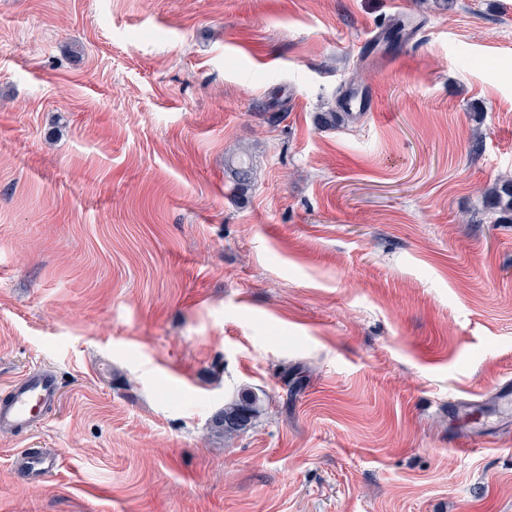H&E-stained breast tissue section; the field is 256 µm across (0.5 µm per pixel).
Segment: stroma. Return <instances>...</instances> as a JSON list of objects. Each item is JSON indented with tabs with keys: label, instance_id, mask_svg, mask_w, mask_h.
<instances>
[{
	"label": "stroma",
	"instance_id": "35a3bbf8",
	"mask_svg": "<svg viewBox=\"0 0 512 512\" xmlns=\"http://www.w3.org/2000/svg\"><path fill=\"white\" fill-rule=\"evenodd\" d=\"M406 2L0 0V512H512V0ZM61 382L50 366L26 371L0 398V431L22 432L44 423L61 396ZM261 393L263 398L252 388H240L237 395L225 403L224 409L215 415L211 429L223 437H232L246 431L261 410L266 396L264 391ZM60 466V457L43 448H23L14 457L16 471L31 477H47Z\"/></svg>",
	"mask_w": 512,
	"mask_h": 512
}]
</instances>
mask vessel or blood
Segmentation results:
<instances>
[{"label":"vessel or blood","mask_w":512,"mask_h":512,"mask_svg":"<svg viewBox=\"0 0 512 512\" xmlns=\"http://www.w3.org/2000/svg\"><path fill=\"white\" fill-rule=\"evenodd\" d=\"M60 396L61 383L52 367L26 371L0 397V431L22 432L45 422ZM59 466V456L41 448H25L14 457L15 470L31 477L49 476Z\"/></svg>","instance_id":"b4317fda"}]
</instances>
